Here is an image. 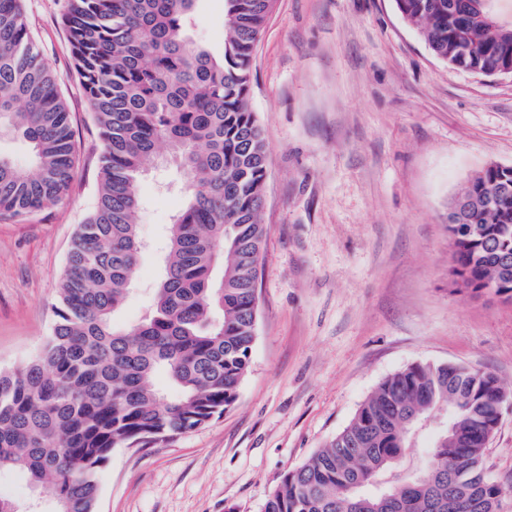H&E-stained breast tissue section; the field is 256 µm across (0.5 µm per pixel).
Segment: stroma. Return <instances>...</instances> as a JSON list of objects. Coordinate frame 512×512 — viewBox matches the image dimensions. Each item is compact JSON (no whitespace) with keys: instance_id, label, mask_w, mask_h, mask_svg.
Here are the masks:
<instances>
[{"instance_id":"obj_1","label":"stroma","mask_w":512,"mask_h":512,"mask_svg":"<svg viewBox=\"0 0 512 512\" xmlns=\"http://www.w3.org/2000/svg\"><path fill=\"white\" fill-rule=\"evenodd\" d=\"M40 54L61 77L76 171L63 204L0 220V368L42 347L71 236L95 200L101 141L60 0H25ZM221 0L193 39L221 50ZM251 105L264 130L257 339L233 408L147 448H119L99 512H264L285 470L350 422L387 376L414 363L488 368L512 392V301L451 283L448 205L487 164L512 165V77L449 67L395 0H276L256 44ZM174 169L140 183L145 248L115 322L136 323L180 209ZM512 512V410L486 451Z\"/></svg>"}]
</instances>
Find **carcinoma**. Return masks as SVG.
Listing matches in <instances>:
<instances>
[{"instance_id":"obj_1","label":"carcinoma","mask_w":512,"mask_h":512,"mask_svg":"<svg viewBox=\"0 0 512 512\" xmlns=\"http://www.w3.org/2000/svg\"><path fill=\"white\" fill-rule=\"evenodd\" d=\"M200 0H62L75 67L103 143L93 208L77 225L55 322L23 367L0 368V471L18 469L49 512H97L99 475L117 448L186 434L237 401L256 341L266 139L249 107L251 59L275 0H224L215 53L191 29ZM452 68L490 76L512 61V24L493 0H395ZM470 54H454L457 44ZM60 77L37 50L24 0H0V128L30 152L0 154V217L26 220L68 197L73 128ZM183 177L160 279L139 323L114 318L141 252L140 180L161 155ZM512 170L483 169L463 193L486 199L452 235V281L512 299ZM166 386L155 385L157 375ZM501 387L488 370L411 364L385 378L347 427L287 469L264 512H501L484 440ZM448 410L424 469L401 475L415 432L404 415Z\"/></svg>"}]
</instances>
